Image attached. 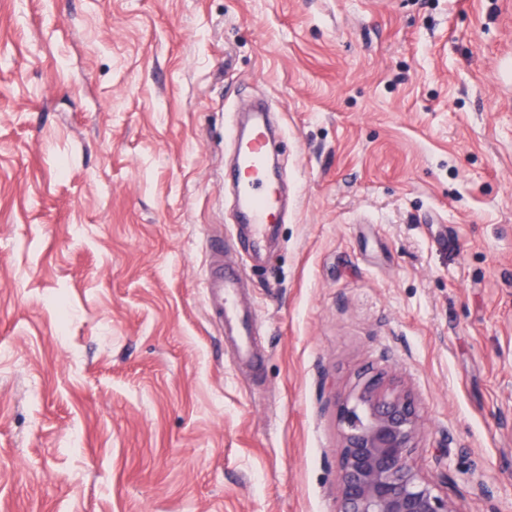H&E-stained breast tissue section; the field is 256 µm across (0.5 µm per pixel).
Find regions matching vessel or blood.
Returning <instances> with one entry per match:
<instances>
[{
	"label": "vessel or blood",
	"mask_w": 512,
	"mask_h": 512,
	"mask_svg": "<svg viewBox=\"0 0 512 512\" xmlns=\"http://www.w3.org/2000/svg\"><path fill=\"white\" fill-rule=\"evenodd\" d=\"M226 136L235 147L236 220L245 225L249 233L241 238L227 237L212 243L211 267L203 280V288L213 300L210 319L234 347L240 366L253 371L261 361L256 345L261 329L245 291L248 280L245 259L261 250L270 225L280 220L281 206L267 177L272 141L264 110L255 111L247 134H239L231 125Z\"/></svg>",
	"instance_id": "b4317fda"
}]
</instances>
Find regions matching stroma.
Returning <instances> with one entry per match:
<instances>
[{"label":"stroma","instance_id":"35a3bbf8","mask_svg":"<svg viewBox=\"0 0 512 512\" xmlns=\"http://www.w3.org/2000/svg\"><path fill=\"white\" fill-rule=\"evenodd\" d=\"M287 131L246 381L227 114ZM512 512V0H0V512H336V401Z\"/></svg>","mask_w":512,"mask_h":512}]
</instances>
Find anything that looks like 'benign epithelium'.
<instances>
[{"label": "benign epithelium", "instance_id": "benign-epithelium-1", "mask_svg": "<svg viewBox=\"0 0 512 512\" xmlns=\"http://www.w3.org/2000/svg\"><path fill=\"white\" fill-rule=\"evenodd\" d=\"M337 418L336 512H463L455 481L413 460L424 416L409 391L369 378L338 402Z\"/></svg>", "mask_w": 512, "mask_h": 512}]
</instances>
